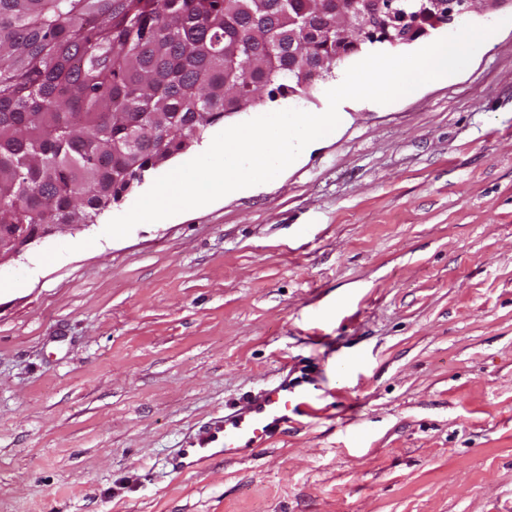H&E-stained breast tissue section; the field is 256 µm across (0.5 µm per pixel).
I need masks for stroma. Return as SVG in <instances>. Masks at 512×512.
<instances>
[{
    "label": "stroma",
    "instance_id": "1",
    "mask_svg": "<svg viewBox=\"0 0 512 512\" xmlns=\"http://www.w3.org/2000/svg\"><path fill=\"white\" fill-rule=\"evenodd\" d=\"M345 110L255 191L103 236L225 118L0 266V512H512V26ZM283 363L319 416L225 460Z\"/></svg>",
    "mask_w": 512,
    "mask_h": 512
}]
</instances>
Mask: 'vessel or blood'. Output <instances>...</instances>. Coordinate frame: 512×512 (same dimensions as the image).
Segmentation results:
<instances>
[{
	"mask_svg": "<svg viewBox=\"0 0 512 512\" xmlns=\"http://www.w3.org/2000/svg\"><path fill=\"white\" fill-rule=\"evenodd\" d=\"M317 409L309 394L296 392L290 376L282 375L251 398L240 402L219 422L224 430V457H244L293 416H313Z\"/></svg>",
	"mask_w": 512,
	"mask_h": 512,
	"instance_id": "1",
	"label": "vessel or blood"
}]
</instances>
